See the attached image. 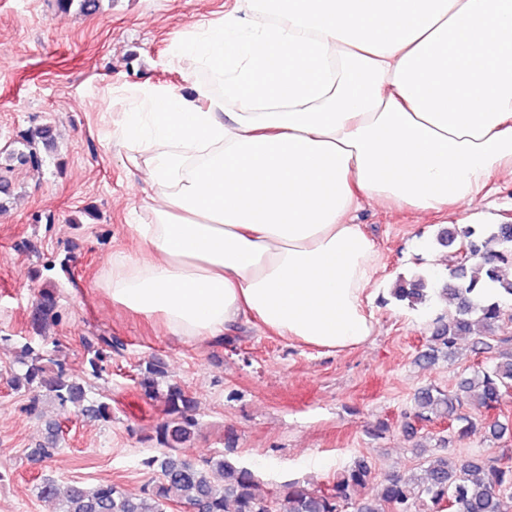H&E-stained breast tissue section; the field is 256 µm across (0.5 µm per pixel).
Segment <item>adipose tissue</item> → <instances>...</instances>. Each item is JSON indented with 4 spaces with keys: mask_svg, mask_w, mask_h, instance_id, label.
Returning <instances> with one entry per match:
<instances>
[{
    "mask_svg": "<svg viewBox=\"0 0 512 512\" xmlns=\"http://www.w3.org/2000/svg\"><path fill=\"white\" fill-rule=\"evenodd\" d=\"M171 53L208 78L127 88L109 135L152 221L102 285L171 335L360 346L381 267L362 203L432 216L512 179V0H236Z\"/></svg>",
    "mask_w": 512,
    "mask_h": 512,
    "instance_id": "1",
    "label": "adipose tissue"
}]
</instances>
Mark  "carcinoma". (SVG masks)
I'll list each match as a JSON object with an SVG mask.
<instances>
[{
	"label": "carcinoma",
	"mask_w": 512,
	"mask_h": 512,
	"mask_svg": "<svg viewBox=\"0 0 512 512\" xmlns=\"http://www.w3.org/2000/svg\"><path fill=\"white\" fill-rule=\"evenodd\" d=\"M100 0H56L61 10L77 7L92 13ZM25 150L10 154L20 164L37 163V149H50L54 135L47 126L36 128L24 137ZM438 242L455 247L448 265V277L437 289L430 276L416 273L399 279L391 297L411 309L430 304L439 295L455 309V317L437 324L433 345L421 355L432 363L439 354H455L458 342L470 339L473 348L494 354L486 366L461 379L453 391L428 386L414 397V418L448 422V429L459 439L484 432L500 437L504 426L488 423L469 412L489 413L501 409L512 395V336L494 338L493 328L504 319L512 302V279L499 275L512 266V224H462L441 232ZM33 328L41 332L60 322L56 298L50 291L40 293L30 315ZM123 344L110 336L85 340V364L94 376L103 363L120 351ZM20 370L11 374L17 391L30 394L36 407L45 398L62 406L70 405L82 416L111 418L104 402L88 399L85 385L63 370L51 372L42 364L39 349L29 343L17 354ZM166 374L164 363L152 357L140 365L138 386L146 400L162 402L163 419L154 427V438L164 448L158 456L143 460L156 472L151 489L141 495L128 493L109 481L91 486H60L52 479L34 485L36 496L54 503L55 512H167L177 502L196 512H271L272 504L283 503L284 512H512V465L502 457L471 456L461 459L439 457L421 475L408 479L393 476L375 481L368 458H356L342 470L332 486L314 489L299 481L286 489L263 494L256 473L227 457L192 462L182 449L194 437L197 421L192 415L195 401L177 381L160 388Z\"/></svg>",
	"instance_id": "cac0c4a2"
}]
</instances>
